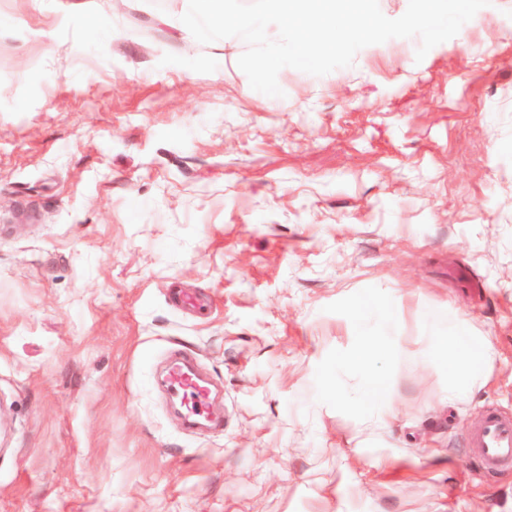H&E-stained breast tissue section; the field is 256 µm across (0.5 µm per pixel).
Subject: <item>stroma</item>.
<instances>
[{"label":"stroma","mask_w":512,"mask_h":512,"mask_svg":"<svg viewBox=\"0 0 512 512\" xmlns=\"http://www.w3.org/2000/svg\"><path fill=\"white\" fill-rule=\"evenodd\" d=\"M187 7L0 0V512H512L468 444L512 416V0L279 97ZM461 329L497 358L452 406ZM363 337L388 431L349 405ZM174 350L220 429L170 410ZM380 345L373 339H361L346 354V361L354 368L368 374V385L364 396L382 408V413L377 420L378 427L386 429L392 421L398 417L391 394L384 377L374 374L373 367Z\"/></svg>","instance_id":"obj_1"}]
</instances>
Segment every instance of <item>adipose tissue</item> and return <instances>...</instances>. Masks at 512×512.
Masks as SVG:
<instances>
[{
	"mask_svg": "<svg viewBox=\"0 0 512 512\" xmlns=\"http://www.w3.org/2000/svg\"><path fill=\"white\" fill-rule=\"evenodd\" d=\"M380 345L373 339L358 341L347 353L346 360L354 368L367 372L368 385L364 396L379 405L382 413L377 420L379 428L385 429L394 421L398 412L384 377L374 374L373 367ZM439 352L448 368V375L456 386L473 384L483 379V372L495 359V347L490 337L475 336L468 331L457 332L444 339ZM449 391V403H456L457 393Z\"/></svg>",
	"mask_w": 512,
	"mask_h": 512,
	"instance_id": "obj_1",
	"label": "adipose tissue"
}]
</instances>
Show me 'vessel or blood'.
<instances>
[{
	"instance_id": "obj_1",
	"label": "vessel or blood",
	"mask_w": 512,
	"mask_h": 512,
	"mask_svg": "<svg viewBox=\"0 0 512 512\" xmlns=\"http://www.w3.org/2000/svg\"><path fill=\"white\" fill-rule=\"evenodd\" d=\"M166 388L183 407L188 422L210 420L211 388L186 359L172 360L166 371ZM469 442L483 469H512V417L494 408L485 409Z\"/></svg>"
}]
</instances>
